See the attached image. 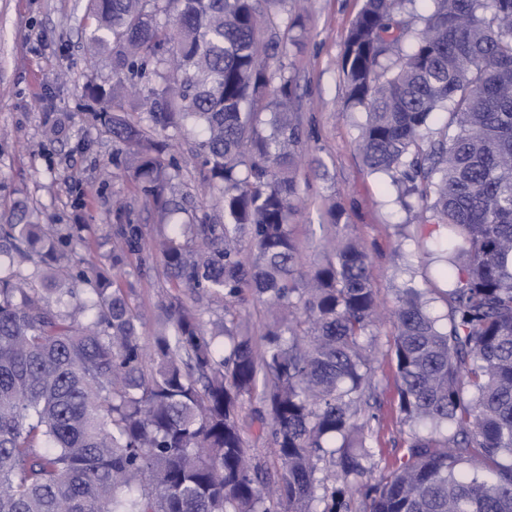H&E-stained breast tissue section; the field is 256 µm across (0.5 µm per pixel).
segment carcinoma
Here are the masks:
<instances>
[{"mask_svg": "<svg viewBox=\"0 0 512 512\" xmlns=\"http://www.w3.org/2000/svg\"><path fill=\"white\" fill-rule=\"evenodd\" d=\"M283 2L87 0L113 80L87 90L115 169L169 226L152 247L177 293L146 351L120 281L142 227L119 225L110 264H74L83 225L41 224L16 203L0 224V512H512V0H431L413 33L406 0H364L344 42L364 165L448 238L446 317L426 289L396 291L403 448L383 469L361 419L369 253L334 204L313 265L290 224L305 139L274 69ZM131 86L143 118L125 106ZM438 110L448 121L433 129ZM188 128L222 222L173 196L168 131ZM185 291L224 318L207 327ZM247 400L260 407L244 416ZM256 423L271 468L248 457Z\"/></svg>", "mask_w": 512, "mask_h": 512, "instance_id": "1", "label": "carcinoma"}]
</instances>
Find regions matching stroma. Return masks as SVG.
<instances>
[{
	"label": "stroma",
	"mask_w": 512,
	"mask_h": 512,
	"mask_svg": "<svg viewBox=\"0 0 512 512\" xmlns=\"http://www.w3.org/2000/svg\"><path fill=\"white\" fill-rule=\"evenodd\" d=\"M85 0H0V220L13 202L25 199L45 224L84 225L73 247L77 260H106L118 223L158 230V218L144 194L126 177L105 181L112 141L92 114L100 105L85 90L88 82L107 86L112 65L86 46ZM362 0H285L282 9L298 25L289 32L277 65L293 80L295 110L307 135L299 170L301 204L290 219L304 262L316 259L327 232L326 204L342 209L351 232L367 247L372 281L384 311L406 281L438 288L446 233L421 223L417 210L404 209L390 177L369 173L355 150L363 108L345 105L339 58ZM64 123L66 134L50 129ZM193 138L180 135L174 154L181 166L179 193L208 204L195 160ZM135 305L147 316L144 344H151L173 289L151 250L131 259L122 276ZM392 327L382 319L370 346L376 373L378 420L371 446L378 466L392 463L402 444L388 355Z\"/></svg>",
	"instance_id": "stroma-1"
}]
</instances>
